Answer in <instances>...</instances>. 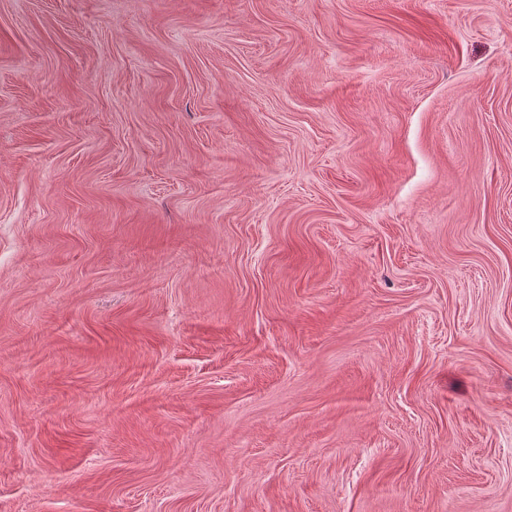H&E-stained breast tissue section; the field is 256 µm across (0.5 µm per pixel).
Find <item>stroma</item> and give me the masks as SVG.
Returning a JSON list of instances; mask_svg holds the SVG:
<instances>
[{
	"label": "stroma",
	"instance_id": "obj_1",
	"mask_svg": "<svg viewBox=\"0 0 512 512\" xmlns=\"http://www.w3.org/2000/svg\"><path fill=\"white\" fill-rule=\"evenodd\" d=\"M0 512H512V0H0Z\"/></svg>",
	"mask_w": 512,
	"mask_h": 512
}]
</instances>
